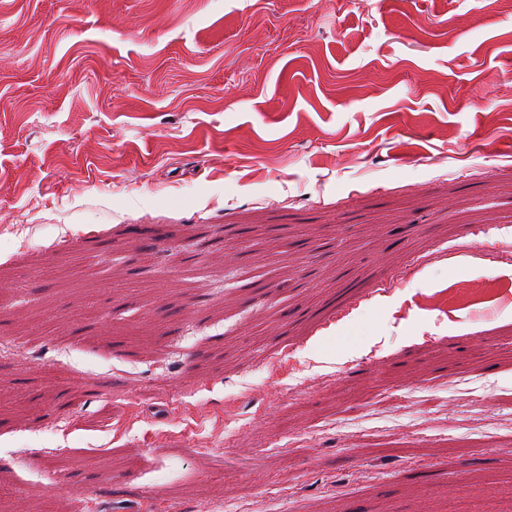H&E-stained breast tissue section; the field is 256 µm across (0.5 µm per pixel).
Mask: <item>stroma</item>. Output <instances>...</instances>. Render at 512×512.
I'll list each match as a JSON object with an SVG mask.
<instances>
[{
  "label": "stroma",
  "mask_w": 512,
  "mask_h": 512,
  "mask_svg": "<svg viewBox=\"0 0 512 512\" xmlns=\"http://www.w3.org/2000/svg\"><path fill=\"white\" fill-rule=\"evenodd\" d=\"M0 512H512L500 0H0Z\"/></svg>",
  "instance_id": "1"
}]
</instances>
